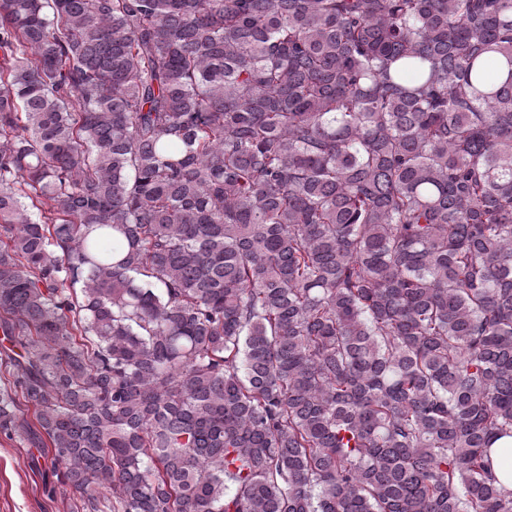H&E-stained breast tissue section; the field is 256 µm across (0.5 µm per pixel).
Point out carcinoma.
<instances>
[{
  "mask_svg": "<svg viewBox=\"0 0 512 512\" xmlns=\"http://www.w3.org/2000/svg\"><path fill=\"white\" fill-rule=\"evenodd\" d=\"M0 334L73 512H512V0H0ZM493 472L505 490L512 491V437H504L490 448Z\"/></svg>",
  "mask_w": 512,
  "mask_h": 512,
  "instance_id": "carcinoma-1",
  "label": "carcinoma"
}]
</instances>
